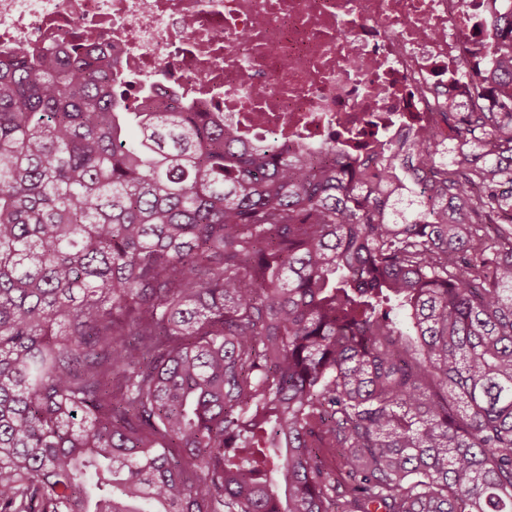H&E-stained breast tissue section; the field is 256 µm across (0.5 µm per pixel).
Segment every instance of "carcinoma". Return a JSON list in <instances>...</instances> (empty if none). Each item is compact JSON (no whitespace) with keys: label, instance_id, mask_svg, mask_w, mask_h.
Instances as JSON below:
<instances>
[{"label":"carcinoma","instance_id":"obj_1","mask_svg":"<svg viewBox=\"0 0 512 512\" xmlns=\"http://www.w3.org/2000/svg\"><path fill=\"white\" fill-rule=\"evenodd\" d=\"M470 106L317 153L0 54V512H512V0Z\"/></svg>","mask_w":512,"mask_h":512}]
</instances>
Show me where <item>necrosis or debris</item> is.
I'll return each mask as SVG.
<instances>
[{"label":"necrosis or debris","mask_w":512,"mask_h":512,"mask_svg":"<svg viewBox=\"0 0 512 512\" xmlns=\"http://www.w3.org/2000/svg\"><path fill=\"white\" fill-rule=\"evenodd\" d=\"M495 0H0V52L110 51L149 108L179 87L245 139L316 147L330 128L414 134L465 105Z\"/></svg>","instance_id":"necrosis-or-debris-1"}]
</instances>
